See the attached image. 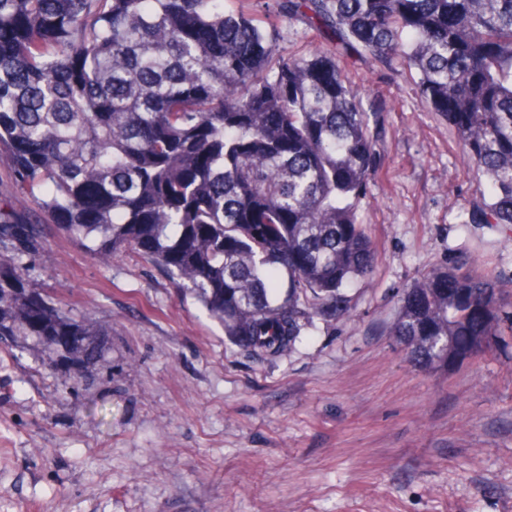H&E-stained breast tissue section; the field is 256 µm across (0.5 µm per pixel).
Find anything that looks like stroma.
<instances>
[{
	"mask_svg": "<svg viewBox=\"0 0 512 512\" xmlns=\"http://www.w3.org/2000/svg\"><path fill=\"white\" fill-rule=\"evenodd\" d=\"M324 44L281 25L284 56ZM345 70L389 105L358 206L376 268L351 317L261 361L154 263L104 265L54 234L31 281L108 345L76 391L55 347L0 346V512H512V347L422 370L386 331L403 288L449 252L512 275V241L462 223L486 182L414 73Z\"/></svg>",
	"mask_w": 512,
	"mask_h": 512,
	"instance_id": "1",
	"label": "stroma"
}]
</instances>
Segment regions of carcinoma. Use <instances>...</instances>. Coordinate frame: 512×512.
<instances>
[{
	"label": "carcinoma",
	"mask_w": 512,
	"mask_h": 512,
	"mask_svg": "<svg viewBox=\"0 0 512 512\" xmlns=\"http://www.w3.org/2000/svg\"><path fill=\"white\" fill-rule=\"evenodd\" d=\"M0 0V342L34 336L92 366L103 333L29 284L55 229L109 262L153 261L264 359L348 317L375 247L357 208L386 100L352 55L416 74L489 196L469 223L512 233V0ZM327 35L279 53L281 19ZM450 252L405 289L390 332L422 368L512 337V276Z\"/></svg>",
	"instance_id": "cac0c4a2"
}]
</instances>
